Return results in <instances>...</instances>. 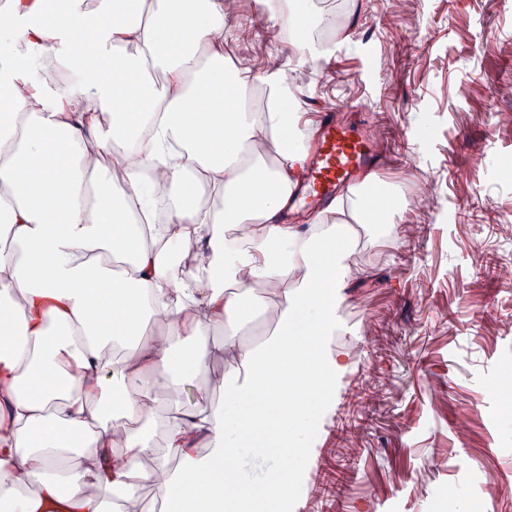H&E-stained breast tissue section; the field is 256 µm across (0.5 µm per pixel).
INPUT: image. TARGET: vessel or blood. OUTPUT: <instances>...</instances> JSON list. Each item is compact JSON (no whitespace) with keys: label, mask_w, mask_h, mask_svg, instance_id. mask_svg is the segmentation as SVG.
I'll use <instances>...</instances> for the list:
<instances>
[{"label":"vessel or blood","mask_w":512,"mask_h":512,"mask_svg":"<svg viewBox=\"0 0 512 512\" xmlns=\"http://www.w3.org/2000/svg\"><path fill=\"white\" fill-rule=\"evenodd\" d=\"M317 149L303 163L295 200L326 209L338 193L358 186L363 172L379 171L387 152L381 135L365 136L358 128L336 121L328 110L319 111Z\"/></svg>","instance_id":"vessel-or-blood-1"}]
</instances>
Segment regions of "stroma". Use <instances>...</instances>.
Masks as SVG:
<instances>
[{"instance_id":"1","label":"stroma","mask_w":512,"mask_h":512,"mask_svg":"<svg viewBox=\"0 0 512 512\" xmlns=\"http://www.w3.org/2000/svg\"><path fill=\"white\" fill-rule=\"evenodd\" d=\"M350 37L292 58L258 0H239L224 54L287 71L304 119L383 124L411 224L361 233L378 257L345 290L343 380H369V421L326 426L299 479V512H321L317 478L345 469L339 512H512V0H345ZM250 20L249 41L232 35Z\"/></svg>"}]
</instances>
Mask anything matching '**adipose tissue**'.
Instances as JSON below:
<instances>
[{
	"mask_svg": "<svg viewBox=\"0 0 512 512\" xmlns=\"http://www.w3.org/2000/svg\"><path fill=\"white\" fill-rule=\"evenodd\" d=\"M289 48L307 0H262ZM237 0H0V502L8 512L287 506L354 276L349 223L396 197L281 222L303 153L284 70L227 63ZM263 88L266 105L248 96ZM168 196L129 222L146 187ZM223 202L213 213L199 187ZM185 270H177L182 257ZM256 309L246 340L216 330ZM207 388L184 391L210 363ZM221 392L212 402V392Z\"/></svg>",
	"mask_w": 512,
	"mask_h": 512,
	"instance_id": "1",
	"label": "adipose tissue"
}]
</instances>
